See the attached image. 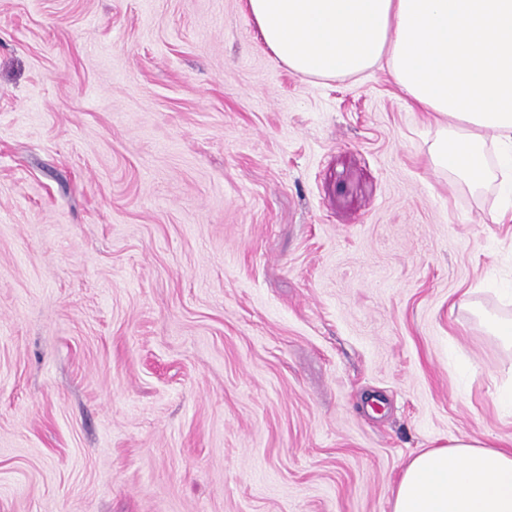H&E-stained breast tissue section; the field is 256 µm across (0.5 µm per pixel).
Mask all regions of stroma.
<instances>
[{"label":"stroma","instance_id":"1","mask_svg":"<svg viewBox=\"0 0 512 512\" xmlns=\"http://www.w3.org/2000/svg\"><path fill=\"white\" fill-rule=\"evenodd\" d=\"M244 0H0V512H390L512 436L494 188Z\"/></svg>","mask_w":512,"mask_h":512}]
</instances>
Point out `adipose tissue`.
Returning a JSON list of instances; mask_svg holds the SVG:
<instances>
[{"label": "adipose tissue", "mask_w": 512, "mask_h": 512, "mask_svg": "<svg viewBox=\"0 0 512 512\" xmlns=\"http://www.w3.org/2000/svg\"><path fill=\"white\" fill-rule=\"evenodd\" d=\"M278 62L309 79L385 64L433 120L434 167L482 186L512 169V0H246ZM391 512H512V443L466 435L421 452Z\"/></svg>", "instance_id": "1"}]
</instances>
